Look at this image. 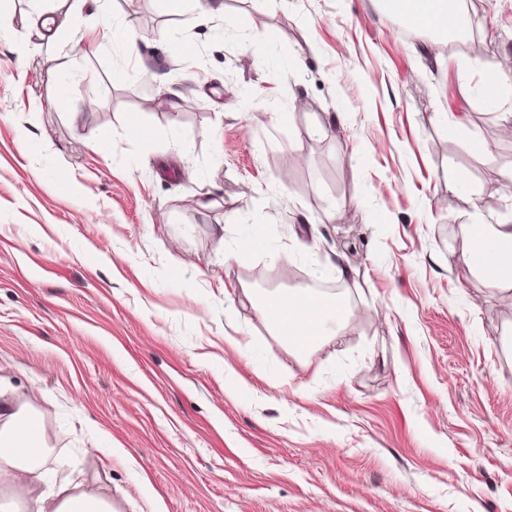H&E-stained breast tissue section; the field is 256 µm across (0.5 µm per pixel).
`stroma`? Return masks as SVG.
I'll list each match as a JSON object with an SVG mask.
<instances>
[{"instance_id": "1", "label": "stroma", "mask_w": 512, "mask_h": 512, "mask_svg": "<svg viewBox=\"0 0 512 512\" xmlns=\"http://www.w3.org/2000/svg\"><path fill=\"white\" fill-rule=\"evenodd\" d=\"M462 6L465 43L380 0H0V382L44 475L120 512H512V307L448 246L512 218V0ZM313 282L366 315L299 355L252 302Z\"/></svg>"}]
</instances>
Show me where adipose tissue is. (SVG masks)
<instances>
[{
	"instance_id": "obj_1",
	"label": "adipose tissue",
	"mask_w": 512,
	"mask_h": 512,
	"mask_svg": "<svg viewBox=\"0 0 512 512\" xmlns=\"http://www.w3.org/2000/svg\"><path fill=\"white\" fill-rule=\"evenodd\" d=\"M458 0H387L393 12L409 21L421 22L427 29L439 30L440 23L452 19L461 24ZM472 250L500 256L502 263L512 266V254H504V247H512V221L498 224L477 222L463 225ZM308 299L311 309L301 313L295 306L296 298ZM261 315L281 328L292 349L300 355L310 352L307 336L325 342L330 332L327 322L336 326L348 323L352 311L344 297L336 300L318 298L311 289H299L297 295H267L258 304ZM43 426L39 416L19 405L12 389L0 387V464L12 483V494L23 512H112L107 501L90 489L52 487L46 490L34 487L33 481L46 455L42 437Z\"/></svg>"
}]
</instances>
